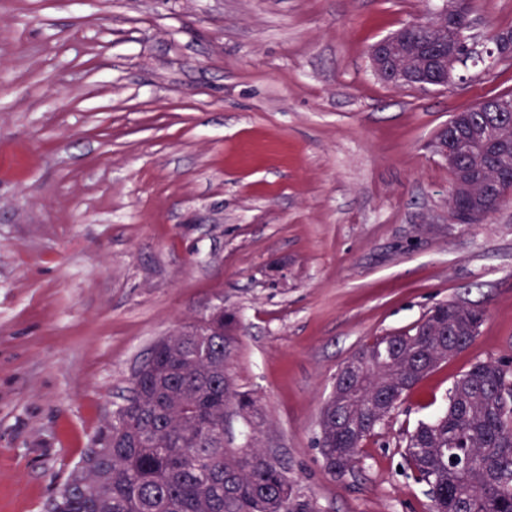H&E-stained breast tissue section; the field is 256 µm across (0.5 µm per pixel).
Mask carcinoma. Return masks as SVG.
Masks as SVG:
<instances>
[{
    "mask_svg": "<svg viewBox=\"0 0 512 512\" xmlns=\"http://www.w3.org/2000/svg\"><path fill=\"white\" fill-rule=\"evenodd\" d=\"M422 39L436 54L448 50L437 20ZM454 53L465 68L485 63L463 42ZM492 173L490 189L509 198V143L486 141L460 156L452 178L477 185ZM210 318L220 335L181 329L155 344L132 376L131 396L101 429L99 452H85L52 512H317L284 463L253 444V432L240 448L224 446V422L236 415L253 427L255 401L225 382L232 317L219 310ZM483 319L477 306L443 303L354 354L365 366L360 384L342 410L328 401L321 415L319 445L329 468L353 469L363 442L426 377L427 360L442 363L451 349L468 348ZM404 457L428 487L430 512H512V364H472L453 382L447 406L409 434Z\"/></svg>",
    "mask_w": 512,
    "mask_h": 512,
    "instance_id": "obj_1",
    "label": "carcinoma"
}]
</instances>
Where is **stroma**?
<instances>
[{"instance_id":"stroma-1","label":"stroma","mask_w":512,"mask_h":512,"mask_svg":"<svg viewBox=\"0 0 512 512\" xmlns=\"http://www.w3.org/2000/svg\"><path fill=\"white\" fill-rule=\"evenodd\" d=\"M435 0H0V512H50L161 337L234 313L228 372L318 512H429L405 436L473 363L512 360V198L450 218L429 147L512 90L378 80L370 47ZM473 32L512 0H473ZM486 314L331 471L339 369L436 304ZM475 207L468 213L469 223L478 224L494 214L503 201L500 199L485 198L480 191H474Z\"/></svg>"}]
</instances>
